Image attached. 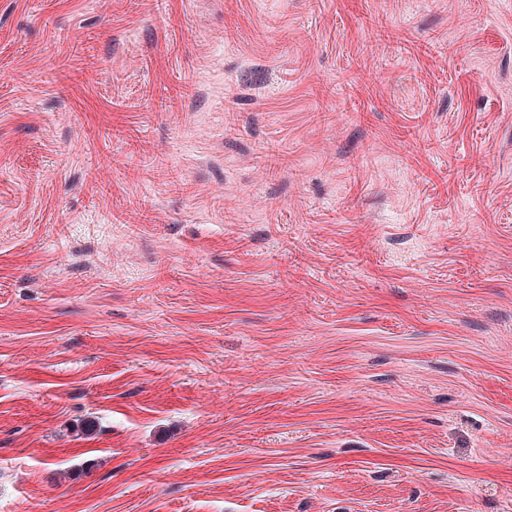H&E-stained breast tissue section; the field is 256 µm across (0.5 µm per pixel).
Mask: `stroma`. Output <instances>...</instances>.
Segmentation results:
<instances>
[{
    "label": "stroma",
    "mask_w": 512,
    "mask_h": 512,
    "mask_svg": "<svg viewBox=\"0 0 512 512\" xmlns=\"http://www.w3.org/2000/svg\"><path fill=\"white\" fill-rule=\"evenodd\" d=\"M0 512H512V0H0Z\"/></svg>",
    "instance_id": "35a3bbf8"
}]
</instances>
